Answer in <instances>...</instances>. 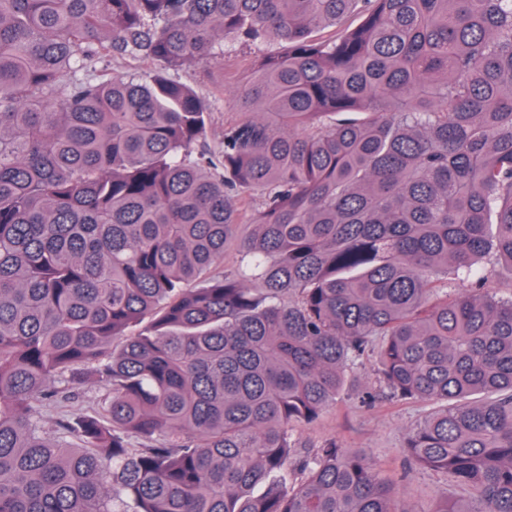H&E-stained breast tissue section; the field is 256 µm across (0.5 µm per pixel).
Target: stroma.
Segmentation results:
<instances>
[{"label": "stroma", "mask_w": 512, "mask_h": 512, "mask_svg": "<svg viewBox=\"0 0 512 512\" xmlns=\"http://www.w3.org/2000/svg\"><path fill=\"white\" fill-rule=\"evenodd\" d=\"M281 49L280 42L276 40L259 47L227 45L224 52V97L213 109L209 140L219 139L225 123L235 120L242 112L237 95L254 75L263 57ZM377 370L376 358L363 356L336 401L313 423L297 425L294 434L304 443H321L333 438L345 447L367 453L384 474L398 480L400 496L412 512H425L440 496L443 483L429 470L408 465L402 446L408 433L430 407L378 395ZM369 391L375 393L374 401L366 400L365 394Z\"/></svg>", "instance_id": "35a3bbf8"}]
</instances>
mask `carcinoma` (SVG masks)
<instances>
[{
	"label": "carcinoma",
	"mask_w": 512,
	"mask_h": 512,
	"mask_svg": "<svg viewBox=\"0 0 512 512\" xmlns=\"http://www.w3.org/2000/svg\"><path fill=\"white\" fill-rule=\"evenodd\" d=\"M271 37L208 143L173 73ZM368 353L427 512H512V0H0V512H412L294 437ZM102 394V387L90 380L84 387L82 397L62 404L58 410L45 411L43 413V423L47 430L51 431L57 418V411H62L67 415H79L91 412L96 407V401Z\"/></svg>",
	"instance_id": "obj_1"
}]
</instances>
